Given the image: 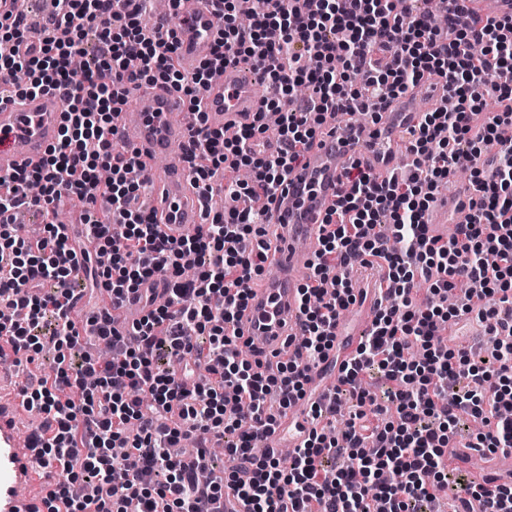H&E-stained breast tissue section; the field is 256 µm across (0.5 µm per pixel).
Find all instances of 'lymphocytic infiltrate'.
<instances>
[{
    "label": "lymphocytic infiltrate",
    "mask_w": 512,
    "mask_h": 512,
    "mask_svg": "<svg viewBox=\"0 0 512 512\" xmlns=\"http://www.w3.org/2000/svg\"><path fill=\"white\" fill-rule=\"evenodd\" d=\"M211 2L220 36L186 73L171 30L150 25L148 0H54L50 27L26 51L27 16L0 0V82L18 96L56 90L68 101L56 144L0 192V309L26 311L21 322H0V340L29 363L49 345L58 354L52 372L23 390L53 428L35 441L58 467L47 512H214L228 487L250 512H425L448 481L461 416L479 425L473 447L512 452V139L499 137L512 125V14L484 20L465 0H254L244 26L237 0ZM83 54L88 65L74 74L70 60ZM241 61L271 93L228 138L208 126L200 90L220 66ZM430 75L445 79L449 106L424 113L411 132L407 175L381 178L358 163L346 170L300 288L297 355L266 372L243 354L236 325L266 272L257 239L268 202L328 115L351 99L376 114ZM144 83L187 98L189 163L202 191L224 179L227 206L190 236L158 232L141 205L142 163L115 138L117 112ZM491 101L498 109L489 113ZM271 112L281 115L277 150L248 152ZM463 156L472 220L449 237L432 235L424 214ZM65 197L84 204L83 232L96 244L80 257L91 287L134 295L143 309L130 334L106 315H71L73 229L56 223L54 209ZM25 205L42 213L39 238L14 233ZM358 264L385 269V303L342 369L332 407L311 406L316 424L290 463L255 455V438L275 431L269 407H294L309 369L332 348L337 321L355 303ZM473 311L496 338L483 361L442 336ZM50 315L56 327L46 336L39 328ZM85 334L111 359L67 362ZM374 368L386 380L380 398L362 382ZM347 394L360 409L337 438L329 430ZM211 435L246 463L245 474L199 484ZM338 457L347 466L325 480L323 461ZM483 479L475 474L459 490L463 512L475 500L481 512H512V482L488 494Z\"/></svg>",
    "instance_id": "lymphocytic-infiltrate-1"
}]
</instances>
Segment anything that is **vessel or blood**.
<instances>
[{
    "instance_id": "vessel-or-blood-1",
    "label": "vessel or blood",
    "mask_w": 512,
    "mask_h": 512,
    "mask_svg": "<svg viewBox=\"0 0 512 512\" xmlns=\"http://www.w3.org/2000/svg\"><path fill=\"white\" fill-rule=\"evenodd\" d=\"M170 4L177 19L179 67L191 72L198 67L204 47L217 39L219 27L209 0H170ZM247 69L244 63L225 65L222 78L205 92L203 107L211 127L245 124L257 112L260 100L244 78ZM443 96L442 81L431 79L387 100L374 123L389 140L382 150L372 149L366 137H350L343 113L305 148L270 211L265 242L274 274L253 289L241 313L239 329L250 348L268 358L272 353L286 352L288 337L299 333L298 268L318 248L322 226L342 189L346 169L357 161L376 174L401 171L405 164L404 131L416 126L423 112L438 105ZM62 109L59 95L52 91L23 99L0 96L1 175L43 157L57 140ZM116 136L144 163L155 166L151 210L159 222V232L178 237L185 225L201 223L200 194L181 151L189 132L179 95L162 86L137 87L128 111L119 115ZM163 156L168 157V164L157 166V159ZM472 196L468 185L453 195L438 194L426 214L433 234L442 235L447 224L468 222ZM356 347L355 339H343L329 352L326 369L312 370L309 390L299 402L300 412L277 413L279 428L288 432L289 448L299 446L311 428L302 409L334 390L338 370L350 361ZM29 411L21 389L0 387V512H41V492L56 474L54 464L39 461L32 441L20 434L19 421Z\"/></svg>"
}]
</instances>
